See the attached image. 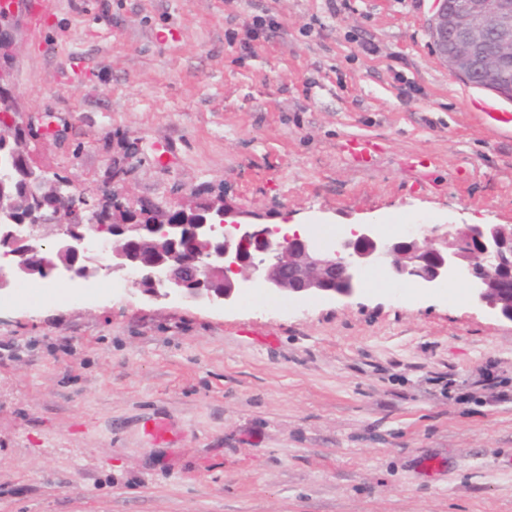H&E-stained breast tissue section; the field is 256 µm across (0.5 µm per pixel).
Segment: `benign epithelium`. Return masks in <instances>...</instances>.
<instances>
[{
    "mask_svg": "<svg viewBox=\"0 0 512 512\" xmlns=\"http://www.w3.org/2000/svg\"><path fill=\"white\" fill-rule=\"evenodd\" d=\"M20 9L14 0H0V89L11 88L4 71L16 53L13 19ZM429 30L436 57L448 69L467 80L481 75L500 96L512 98V0H435ZM0 107L11 112V129H0V252L13 257L0 267V290L42 280L48 271L90 279L109 268L135 275L134 285L150 295L167 288L226 302L258 280L281 294L350 297L363 288L368 270L380 268L392 280L411 277L424 288L461 280L475 304L512 320V224H455L438 238L416 231L388 237L379 225L362 224L352 236L321 245L310 237L277 240L247 212L222 200L202 209L192 193L178 209L198 217L194 224H171L163 209L140 221L114 215L102 224L88 194L76 187L63 191L28 148L44 128L57 138L64 129L52 120L37 126L23 119L14 95ZM18 162L29 173L28 197H52L57 209L20 217L21 198L6 192ZM58 224L61 233L50 248L32 233ZM90 226L107 248L106 266L91 264Z\"/></svg>",
    "mask_w": 512,
    "mask_h": 512,
    "instance_id": "7a95c632",
    "label": "benign epithelium"
}]
</instances>
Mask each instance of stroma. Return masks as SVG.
<instances>
[{"label":"stroma","mask_w":512,"mask_h":512,"mask_svg":"<svg viewBox=\"0 0 512 512\" xmlns=\"http://www.w3.org/2000/svg\"><path fill=\"white\" fill-rule=\"evenodd\" d=\"M432 0H60L11 67L50 173L254 223L512 224V139L438 61ZM377 137L373 168L341 150ZM203 304L0 306V512H512V322L414 279ZM495 366L501 386H484ZM176 437L152 443L147 419Z\"/></svg>","instance_id":"35a3bbf8"}]
</instances>
